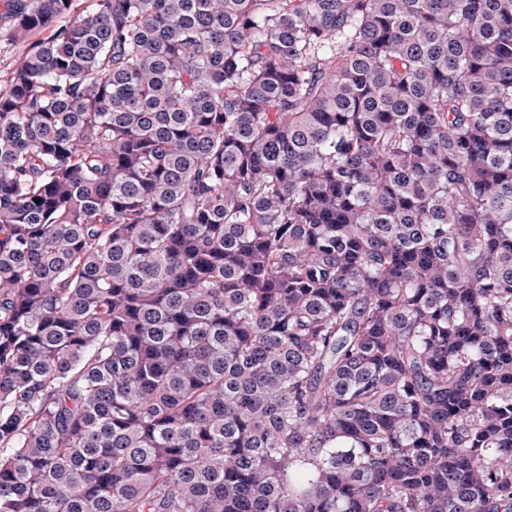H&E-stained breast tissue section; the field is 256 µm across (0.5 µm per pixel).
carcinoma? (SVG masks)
Wrapping results in <instances>:
<instances>
[{"label":"carcinoma","mask_w":512,"mask_h":512,"mask_svg":"<svg viewBox=\"0 0 512 512\" xmlns=\"http://www.w3.org/2000/svg\"><path fill=\"white\" fill-rule=\"evenodd\" d=\"M0 33V512H512V0ZM25 47L22 44H10L0 40V86L2 88L4 81L9 76L10 71L16 59L22 55Z\"/></svg>","instance_id":"obj_1"}]
</instances>
